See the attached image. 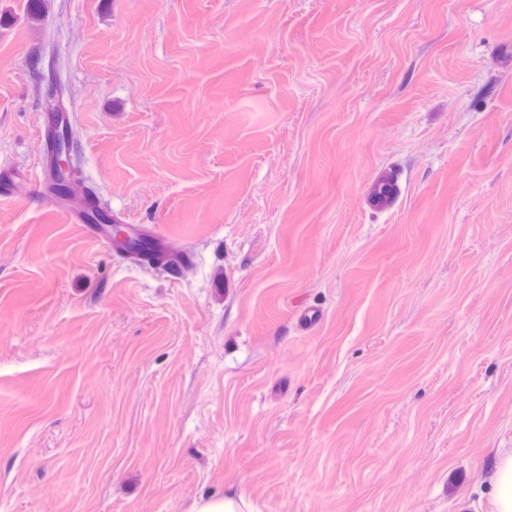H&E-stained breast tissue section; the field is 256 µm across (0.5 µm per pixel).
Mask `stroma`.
<instances>
[{"label":"stroma","mask_w":512,"mask_h":512,"mask_svg":"<svg viewBox=\"0 0 512 512\" xmlns=\"http://www.w3.org/2000/svg\"><path fill=\"white\" fill-rule=\"evenodd\" d=\"M41 2L0 0V512H500L512 0ZM59 110L74 198L188 264L66 219ZM398 194V187L395 179L391 176L378 178L370 191V200L376 207L390 205ZM96 234L102 235L111 245L113 241V245L118 252L129 256V258L135 261L146 262L149 265L173 266L179 262L181 257L164 251L166 249L163 242L150 234L148 235L164 250L159 249L154 241L146 235L130 237L125 234L124 238L116 237L115 235L111 238L104 229H100Z\"/></svg>","instance_id":"35a3bbf8"}]
</instances>
